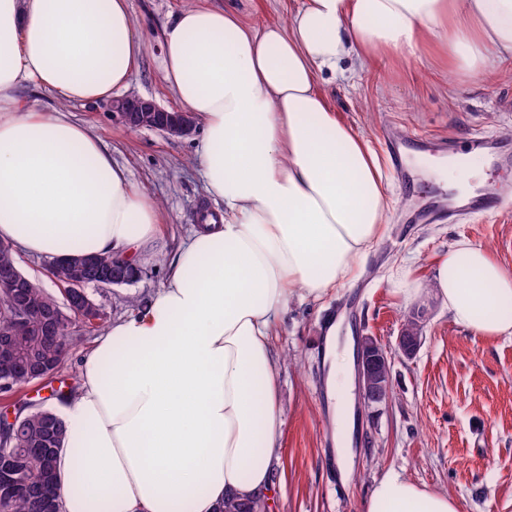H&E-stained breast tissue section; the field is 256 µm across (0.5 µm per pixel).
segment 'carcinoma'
I'll use <instances>...</instances> for the list:
<instances>
[{"mask_svg": "<svg viewBox=\"0 0 512 512\" xmlns=\"http://www.w3.org/2000/svg\"><path fill=\"white\" fill-rule=\"evenodd\" d=\"M86 257L74 255L56 264L48 262L49 274L73 282L98 287L112 286V280L101 275L87 276ZM30 287L17 288L5 295L0 288V341L9 342L13 361L0 364V380L7 385L0 395L11 397L22 388L54 374L63 363L73 344L72 329L77 325L93 324L87 314L73 308L58 318L63 300L48 293L42 285L29 280ZM29 304L32 309L22 316L16 307ZM17 420L12 440L0 448L9 452L15 461L14 481L9 487L0 482V512H62L57 464L66 436V425L60 415L50 408L16 412ZM261 498L247 502L229 499L222 512H267Z\"/></svg>", "mask_w": 512, "mask_h": 512, "instance_id": "obj_1", "label": "carcinoma"}]
</instances>
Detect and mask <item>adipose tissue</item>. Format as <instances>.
Returning a JSON list of instances; mask_svg holds the SVG:
<instances>
[{"instance_id":"adipose-tissue-1","label":"adipose tissue","mask_w":512,"mask_h":512,"mask_svg":"<svg viewBox=\"0 0 512 512\" xmlns=\"http://www.w3.org/2000/svg\"><path fill=\"white\" fill-rule=\"evenodd\" d=\"M437 44L473 82L512 64V0H305L255 30L193 6L165 26L162 74L200 119L195 152L224 206L167 263L164 283L83 356L59 413L63 512H218L271 499L279 450L270 336L295 293L345 287L388 231L375 153L316 86L346 57L368 65ZM144 43L127 0H0V240L49 258L133 259L159 243V206L73 108L112 98ZM47 91L44 112L23 90ZM433 287L471 335L512 334V272L450 245ZM365 512H456L399 474Z\"/></svg>"}]
</instances>
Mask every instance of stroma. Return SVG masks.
<instances>
[{"label":"stroma","mask_w":512,"mask_h":512,"mask_svg":"<svg viewBox=\"0 0 512 512\" xmlns=\"http://www.w3.org/2000/svg\"><path fill=\"white\" fill-rule=\"evenodd\" d=\"M227 3L245 24L259 29L286 23L303 0H129L145 41L130 92L166 110L178 109L162 78L163 26L181 8ZM316 84L337 117L368 142L381 162L390 131L444 142L482 130L512 149V73L492 84L463 81L449 72L448 56L437 48L404 58L392 55L378 65L349 62L342 74H319ZM72 116L90 125L136 187L157 201L167 248L146 255L135 282L90 287L105 318L75 329L74 344L57 374L14 395V403L32 408L60 407L54 393L77 384L82 354L113 320L137 310L160 287L164 262L191 235L198 210L215 207L192 158L201 125L182 137L149 129L131 133L113 121L106 101L76 108ZM448 161L447 153L437 152L425 163H413L416 188L409 193L384 173L388 233L347 287L316 301L293 300L271 336L279 358L281 445L269 512H364L373 487L390 473L446 493L458 512H512V335L470 336L453 324L432 289L438 258L461 239L487 246L512 270V212L469 223H452L435 213L417 222L421 212L447 204L451 190L438 166ZM401 266L410 268L421 288L409 302L391 284ZM418 307L425 309L426 323L416 358L394 360L386 404L355 412L352 453L338 463L324 342L327 318L338 314L344 320L336 328L337 346H351L349 330L358 323L364 335L390 349L405 316Z\"/></svg>","instance_id":"1"}]
</instances>
